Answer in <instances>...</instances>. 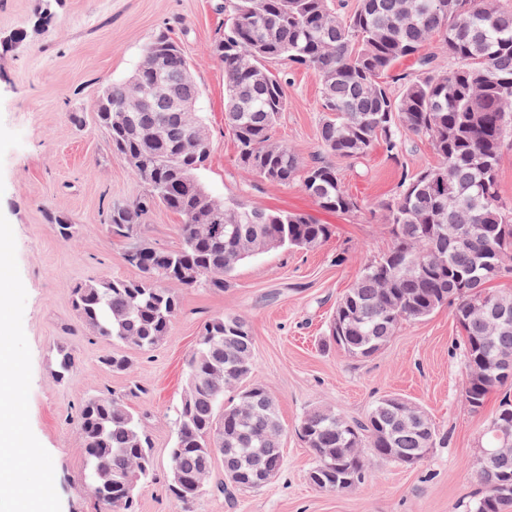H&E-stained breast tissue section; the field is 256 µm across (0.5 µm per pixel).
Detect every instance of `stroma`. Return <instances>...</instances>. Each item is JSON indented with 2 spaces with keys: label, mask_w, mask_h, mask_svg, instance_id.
<instances>
[{
  "label": "stroma",
  "mask_w": 512,
  "mask_h": 512,
  "mask_svg": "<svg viewBox=\"0 0 512 512\" xmlns=\"http://www.w3.org/2000/svg\"><path fill=\"white\" fill-rule=\"evenodd\" d=\"M224 0H0V293L8 295L10 335L0 347L18 361L16 410L24 439L38 460L19 474L23 483L49 489L51 512H98L88 483V461L75 417L82 399L121 395L137 385L133 406L152 441L153 477L142 483L135 512H470L480 484L471 466L498 407L491 395L471 411L460 391L465 369L449 307L402 325L388 344L366 359L323 344L336 303L356 279L362 248L389 243L378 205L394 190L401 171L436 162L429 143L408 138L403 162L381 149L337 159L336 168L357 212L319 209L299 184L272 185L237 162L236 144L224 125V67L209 46L224 27ZM170 26L199 88L195 111L212 139L198 180L212 196L243 199L253 207L312 215L331 235L313 249L272 250L241 263L229 286L181 291V312L168 336L151 351L125 347L131 368L103 367L106 341L79 326L75 285L100 278H136L124 260L131 242L108 233L104 214L113 201L144 192L126 161L114 153L94 121L105 83L127 80L146 44ZM26 42L7 47L13 33ZM288 73V106L275 138L288 143L302 164L319 154L321 85L310 71ZM80 113L83 124L73 123ZM78 226L63 240L49 214ZM239 316L254 341V377L278 408L283 461L276 476L254 491L226 489L224 457L215 455L202 494L182 506L170 495L169 450L175 412L187 385V360L202 324ZM73 366L55 377L56 350ZM396 394L423 407L441 437L418 466L374 462L352 490L329 493L309 480L314 457L301 440L303 415L316 407L363 419L379 398Z\"/></svg>",
  "instance_id": "obj_1"
}]
</instances>
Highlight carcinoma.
Instances as JSON below:
<instances>
[{"mask_svg":"<svg viewBox=\"0 0 512 512\" xmlns=\"http://www.w3.org/2000/svg\"><path fill=\"white\" fill-rule=\"evenodd\" d=\"M224 13V30L210 52L224 66V124L247 172L277 185L297 181L319 209L350 213L359 205L334 159L357 158L380 145L398 164L406 138L429 141L437 163L414 174L402 171L379 205L391 243L363 264L337 302L347 308L344 326L328 324L326 336L361 358L366 348L381 350L402 324L453 306L466 373L461 397L479 411L491 394L500 395L481 448L501 447L503 436L512 438V374H500L497 357L512 354V322L493 330L466 310L486 302L512 309V291L487 287L512 273V202L498 189L502 147L512 136V5L358 0L355 9L341 12L332 0H225ZM149 55L154 65L139 71L144 85L160 75L175 99L197 92L185 79L190 66L170 28L156 33L143 51ZM441 56L448 66L438 64ZM406 57L415 58L416 68L395 72ZM277 62L303 67L321 84V152L310 166L272 139L287 106V81L272 68ZM129 97L124 83L104 85L95 120L145 187L138 199L112 202L105 216L110 234L134 240L139 276L79 284L74 305L87 332L149 351L180 313L181 289L203 284L222 291L242 261L270 247H315L331 229L309 214L209 195L197 173L210 152L181 145L184 129L173 112H135L129 123L116 120L127 112ZM158 206L181 217V247L158 249L147 239V218ZM253 348L240 318L215 316L202 325L188 373L203 388L181 401L170 453L185 474L210 459L219 431L232 487L258 489L254 475L280 468L275 402L264 385L251 381ZM102 363L119 372L130 367L119 350ZM245 381L249 386L224 402V392ZM140 392L134 385L124 396L86 398L79 406L77 424L100 512H133L135 502L121 499L122 485L153 475L149 437L129 404ZM416 417L428 415L395 395L379 399L357 423L325 407L308 411L299 434L316 459L312 484L329 492L350 490L365 472L357 460L360 448L368 449L370 461L419 465L421 449L436 447L441 437L432 424L427 433L416 428ZM478 480L472 512H512V458ZM169 490L184 505L199 496L173 480Z\"/></svg>","mask_w":512,"mask_h":512,"instance_id":"carcinoma-1","label":"carcinoma"}]
</instances>
